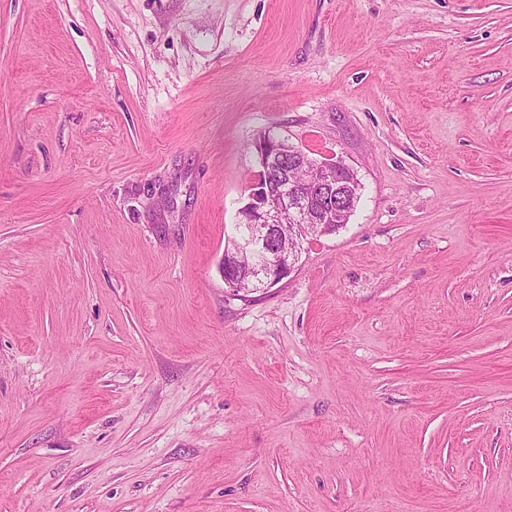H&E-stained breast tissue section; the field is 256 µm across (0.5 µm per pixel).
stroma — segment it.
<instances>
[{
    "label": "stroma",
    "instance_id": "35a3bbf8",
    "mask_svg": "<svg viewBox=\"0 0 512 512\" xmlns=\"http://www.w3.org/2000/svg\"><path fill=\"white\" fill-rule=\"evenodd\" d=\"M265 130L360 199L237 294ZM0 512H512V0H0Z\"/></svg>",
    "mask_w": 512,
    "mask_h": 512
}]
</instances>
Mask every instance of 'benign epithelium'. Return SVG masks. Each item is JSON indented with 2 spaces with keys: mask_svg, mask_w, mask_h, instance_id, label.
I'll list each match as a JSON object with an SVG mask.
<instances>
[{
  "mask_svg": "<svg viewBox=\"0 0 512 512\" xmlns=\"http://www.w3.org/2000/svg\"><path fill=\"white\" fill-rule=\"evenodd\" d=\"M252 147L261 170L238 211V223L251 232L228 240L220 266L224 284L236 292L287 277L299 262L304 238L330 234L349 222L347 199L359 185L355 171L332 158L309 162L308 182H293L288 163L305 160L306 153L284 135L264 131Z\"/></svg>",
  "mask_w": 512,
  "mask_h": 512,
  "instance_id": "1",
  "label": "benign epithelium"
}]
</instances>
